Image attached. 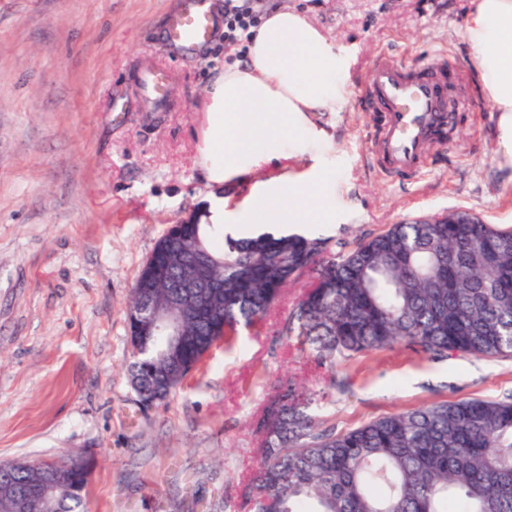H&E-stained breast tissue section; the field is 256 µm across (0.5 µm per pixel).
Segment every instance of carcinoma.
<instances>
[{
    "mask_svg": "<svg viewBox=\"0 0 512 512\" xmlns=\"http://www.w3.org/2000/svg\"><path fill=\"white\" fill-rule=\"evenodd\" d=\"M189 243L162 235L132 300L162 305L169 289L154 270L195 272L190 241L215 259L224 287L186 321L176 367L160 338L129 331L131 373L166 401L212 347L263 317L288 283L309 289L282 330L315 362L404 345L432 356L512 354V229L477 221L392 224L348 251L330 241L261 233L234 238L216 225L185 227ZM312 394L282 385L263 411L259 467L246 476L252 512H512V401L462 400L381 417L346 433L319 428ZM57 482L50 512H83L90 469L69 462H0V488Z\"/></svg>",
    "mask_w": 512,
    "mask_h": 512,
    "instance_id": "carcinoma-1",
    "label": "carcinoma"
}]
</instances>
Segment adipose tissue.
Here are the masks:
<instances>
[{
  "mask_svg": "<svg viewBox=\"0 0 512 512\" xmlns=\"http://www.w3.org/2000/svg\"><path fill=\"white\" fill-rule=\"evenodd\" d=\"M464 37L483 94L500 114L499 151L512 163V0H471ZM351 64L303 12L285 7L255 28L246 62L226 68L207 91L201 175L217 190L272 162L306 158L310 166L300 177L267 179L241 209L212 196L210 223H335L331 136L313 115L348 105Z\"/></svg>",
  "mask_w": 512,
  "mask_h": 512,
  "instance_id": "adipose-tissue-1",
  "label": "adipose tissue"
}]
</instances>
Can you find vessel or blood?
I'll use <instances>...</instances> for the list:
<instances>
[{
    "label": "vessel or blood",
    "instance_id": "obj_1",
    "mask_svg": "<svg viewBox=\"0 0 512 512\" xmlns=\"http://www.w3.org/2000/svg\"><path fill=\"white\" fill-rule=\"evenodd\" d=\"M215 24L211 0H180L168 20L170 43L183 54H193L205 44ZM148 102L166 105L162 73L145 71L137 85ZM445 66L410 65L391 55L373 64L364 88L370 109L383 115L376 152L385 168L410 175L417 171L430 143L439 140L450 121Z\"/></svg>",
    "mask_w": 512,
    "mask_h": 512
}]
</instances>
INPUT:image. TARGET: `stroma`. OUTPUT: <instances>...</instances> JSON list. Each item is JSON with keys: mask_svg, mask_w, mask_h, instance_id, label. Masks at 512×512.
<instances>
[{"mask_svg": "<svg viewBox=\"0 0 512 512\" xmlns=\"http://www.w3.org/2000/svg\"><path fill=\"white\" fill-rule=\"evenodd\" d=\"M180 0H0V461L82 456L86 512H252L240 479L258 465L256 423L275 387L313 393L321 428L347 432L441 402L512 396V355L434 358L398 345L316 368L282 324L297 280L230 347L213 349L165 402L131 386L132 289L169 225L206 203L202 107L224 68V0L193 55L165 34ZM291 7L347 49L360 92L383 51L448 62L460 123L418 174H387L371 152L379 115L353 99L322 113L335 142L336 221L311 233L346 247L390 225L471 211L512 227V167L499 115L462 38L470 0H257ZM164 71L172 104L137 95Z\"/></svg>", "mask_w": 512, "mask_h": 512, "instance_id": "35a3bbf8", "label": "stroma"}]
</instances>
